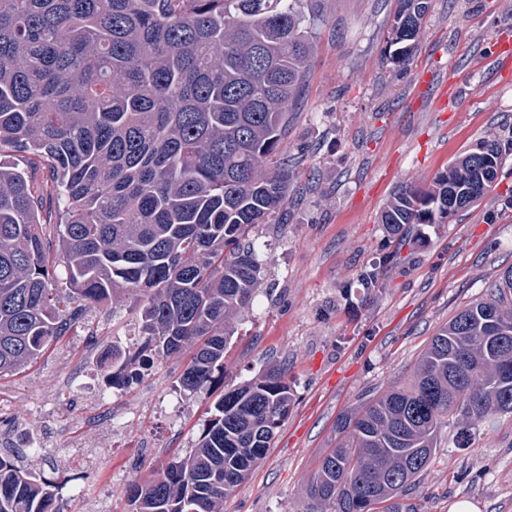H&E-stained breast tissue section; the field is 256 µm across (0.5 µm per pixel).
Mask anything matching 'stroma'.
Segmentation results:
<instances>
[{
  "instance_id": "35a3bbf8",
  "label": "stroma",
  "mask_w": 512,
  "mask_h": 512,
  "mask_svg": "<svg viewBox=\"0 0 512 512\" xmlns=\"http://www.w3.org/2000/svg\"><path fill=\"white\" fill-rule=\"evenodd\" d=\"M395 0H325L326 23L283 150L286 214L251 237L266 262L250 315L224 356L232 389L272 362L294 397L266 457L224 512H308L304 494L344 410L410 383L439 329L512 265V155L491 191L421 246L386 251L380 210L402 180L432 178L477 141L512 140V69L495 40L512 0H430L403 69L387 59ZM377 270L371 292L361 275ZM136 300L94 310L32 367L0 380V455L55 484L66 512H126V485L189 454L209 399L175 388L186 362L155 361L124 389L102 386L112 343L137 347ZM441 445L409 494L417 512L455 500L512 512V416Z\"/></svg>"
}]
</instances>
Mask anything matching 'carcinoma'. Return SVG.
<instances>
[{"instance_id":"1","label":"carcinoma","mask_w":512,"mask_h":512,"mask_svg":"<svg viewBox=\"0 0 512 512\" xmlns=\"http://www.w3.org/2000/svg\"><path fill=\"white\" fill-rule=\"evenodd\" d=\"M321 0H0V378L32 366L86 314L141 297L142 342L101 363L128 387L156 359L210 394L264 260L250 232L285 208L288 114L326 20ZM430 0H398L388 60L405 68ZM512 143L477 142L384 207L388 238L482 200ZM59 217L42 222L47 199ZM65 288L57 284V268ZM293 393L269 364L220 392L185 457L129 485V512H224L271 447ZM512 414V266L432 338L412 382L336 420L310 512H415L444 421ZM0 512H60L54 485L0 456Z\"/></svg>"}]
</instances>
